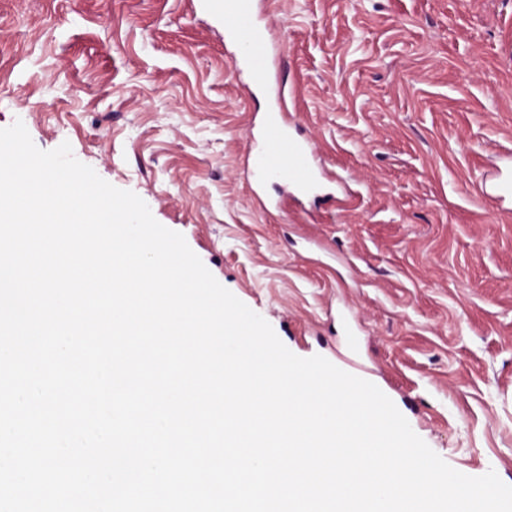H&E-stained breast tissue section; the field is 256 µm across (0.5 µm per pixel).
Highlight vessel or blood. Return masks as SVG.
Returning a JSON list of instances; mask_svg holds the SVG:
<instances>
[{"label": "vessel or blood", "mask_w": 512, "mask_h": 512, "mask_svg": "<svg viewBox=\"0 0 512 512\" xmlns=\"http://www.w3.org/2000/svg\"><path fill=\"white\" fill-rule=\"evenodd\" d=\"M202 8L224 24L225 37L233 46L232 64L246 68L255 88H266L274 61L273 48L253 14V0H200ZM249 158L255 181L280 179L299 194L321 198V169L305 140L288 133L285 95L277 93L262 127L250 138ZM481 190L498 202L512 199V166L485 171Z\"/></svg>", "instance_id": "vessel-or-blood-1"}]
</instances>
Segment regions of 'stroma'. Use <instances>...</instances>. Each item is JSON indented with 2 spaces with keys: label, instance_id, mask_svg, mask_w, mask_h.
Wrapping results in <instances>:
<instances>
[{
  "label": "stroma",
  "instance_id": "1",
  "mask_svg": "<svg viewBox=\"0 0 512 512\" xmlns=\"http://www.w3.org/2000/svg\"><path fill=\"white\" fill-rule=\"evenodd\" d=\"M331 201L254 187L269 107L196 0H0V128L136 193L295 355L512 485V0H256ZM481 182L482 194L491 201L512 199V166H497L488 169Z\"/></svg>",
  "mask_w": 512,
  "mask_h": 512
}]
</instances>
